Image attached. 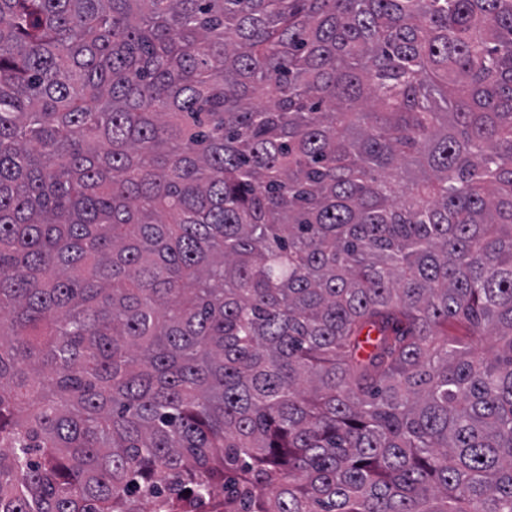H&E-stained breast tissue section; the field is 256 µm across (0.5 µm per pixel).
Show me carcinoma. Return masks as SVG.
Returning a JSON list of instances; mask_svg holds the SVG:
<instances>
[{"mask_svg":"<svg viewBox=\"0 0 512 512\" xmlns=\"http://www.w3.org/2000/svg\"><path fill=\"white\" fill-rule=\"evenodd\" d=\"M512 512V0H0V512Z\"/></svg>","mask_w":512,"mask_h":512,"instance_id":"cac0c4a2","label":"carcinoma"}]
</instances>
